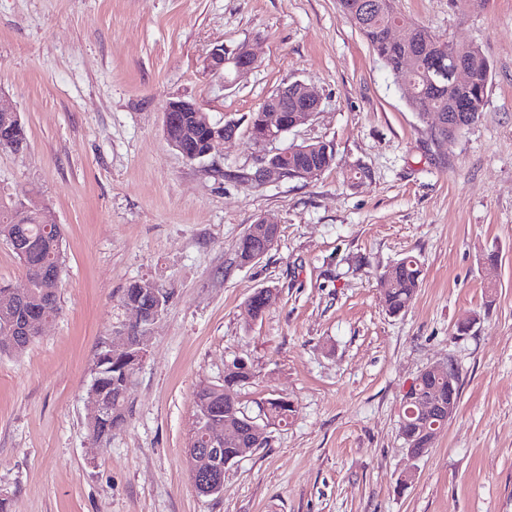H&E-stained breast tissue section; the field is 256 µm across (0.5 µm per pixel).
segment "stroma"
I'll use <instances>...</instances> for the list:
<instances>
[{
    "mask_svg": "<svg viewBox=\"0 0 512 512\" xmlns=\"http://www.w3.org/2000/svg\"><path fill=\"white\" fill-rule=\"evenodd\" d=\"M391 7L486 54L477 124L433 142L336 0H0V98L28 134L24 153L0 152V203L45 204L64 253L61 315L23 355H0L8 512H512V0ZM242 43L257 60L246 79L210 72L213 48ZM296 80L320 108L271 148L331 143L319 176L253 181L260 151L242 129L196 163L163 135L166 99L238 121ZM359 166L367 177L350 182ZM263 216L279 238L240 264ZM408 254L422 282L393 316L379 275ZM138 279L167 303L127 423L95 450L87 391ZM260 289L274 300L254 321L245 302ZM236 357L254 373L238 391L248 414L273 394L297 412L202 496L193 397ZM448 362L458 409L411 457L403 397Z\"/></svg>",
    "mask_w": 512,
    "mask_h": 512,
    "instance_id": "35a3bbf8",
    "label": "stroma"
}]
</instances>
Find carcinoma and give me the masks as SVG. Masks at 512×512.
Returning a JSON list of instances; mask_svg holds the SVG:
<instances>
[{"label":"carcinoma","mask_w":512,"mask_h":512,"mask_svg":"<svg viewBox=\"0 0 512 512\" xmlns=\"http://www.w3.org/2000/svg\"><path fill=\"white\" fill-rule=\"evenodd\" d=\"M374 8L365 12L360 0H338L341 13L365 38L377 58L389 73L397 78V70L405 58L417 57L418 68L409 74L403 93L409 107L422 121L428 112L437 117L433 137L436 140L448 139V118H465L475 124L482 116L492 68L483 50L474 45L457 44L451 39H441L426 27L407 21L391 10L389 0H372ZM401 22L409 28L407 41L395 43L388 39V28ZM463 65L469 71V79L461 84L456 81L453 69ZM266 113L252 112L247 117L246 131L253 144L261 148V136L264 133L263 122ZM170 139L181 144L185 153L194 156L208 148V129L194 126L192 113L182 112L178 123L168 128ZM28 145L25 124L17 126L14 138L9 142L0 140V149L15 154L24 152ZM335 159L333 145L328 142L315 143V149L308 154H295L288 158V171L302 169L306 172L327 170ZM16 205L0 207V240L16 237L24 243V254L18 256L24 267L26 278L31 283L28 297L11 311L0 312V326L8 323H21L33 317L35 310L46 309L59 315L61 306L59 297H49L44 281L46 269L54 259L63 260L62 238L59 226L51 228L38 220L39 206L31 204L26 222L14 221ZM279 230L271 224L253 223L248 225L238 246V259L246 264L255 259L254 253L268 251V246L277 242ZM388 275V287L383 289L386 310L397 315L406 310L414 300L421 282L422 269L419 259L406 255L392 267L384 271ZM271 291L261 289L247 301L254 319L263 318L268 310ZM122 304L132 306L150 317L157 313L156 300L143 292L141 282H131L123 291ZM137 355L131 352L126 360L119 362L103 361L101 372L94 376L104 398L112 403V413L98 423L92 432L103 440L112 437V433L121 430L127 422V380L136 371ZM253 378L252 367L242 358H235L224 365V383L204 385L194 394L195 412L214 409L224 421V462L232 463L238 459V449L253 446L251 423L248 413L236 396L237 389ZM441 393L443 402H448V380L430 373L427 378L411 386L405 399L416 404L421 398ZM296 411L293 401L283 396H271L259 404L261 418L257 420L260 429L261 445L267 444L268 428L288 424ZM433 422L420 414H402L400 432L408 453L413 456L424 455L432 447L431 432Z\"/></svg>","instance_id":"obj_1"}]
</instances>
